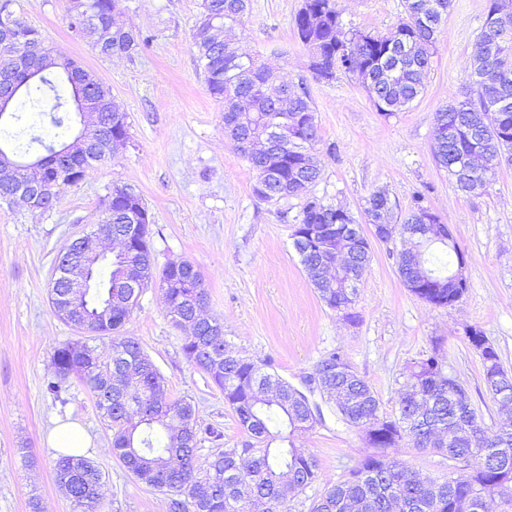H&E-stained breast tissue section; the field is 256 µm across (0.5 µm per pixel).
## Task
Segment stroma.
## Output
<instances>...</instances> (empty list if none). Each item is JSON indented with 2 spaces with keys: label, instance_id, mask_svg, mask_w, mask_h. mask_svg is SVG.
<instances>
[{
  "label": "stroma",
  "instance_id": "1",
  "mask_svg": "<svg viewBox=\"0 0 512 512\" xmlns=\"http://www.w3.org/2000/svg\"><path fill=\"white\" fill-rule=\"evenodd\" d=\"M489 3L451 0L423 96L387 115L355 76L313 77L308 51L294 33L303 0H250L227 38L230 48L254 56L281 81L305 83L319 126L313 154L320 178L305 195L266 203L254 194V171L225 139L221 107L197 65L192 33L202 0H116L122 20L146 42L112 59L98 57L70 29L67 0H14L16 14L49 45L111 88L128 115L129 140L111 161L89 169L82 183L61 187L52 210L0 204V512H30L34 494L45 512H74L54 480L58 453L46 442L57 419L79 422L91 436L87 455L104 480L101 512H166L165 495L139 483L113 456L111 432L89 387L73 377L61 395L45 389L55 349L82 337L53 311L55 261L96 221L116 184L133 186L149 210L156 266L194 263L209 293L207 315L223 322L227 340L242 355L269 362L298 387L321 358L340 350L370 383L381 413L393 417L408 363L435 353L468 384L482 421H498L481 358L465 331L480 328L512 370V165L501 166L486 192L472 196L457 190L433 158L435 116L463 97ZM335 8L344 27L385 34L402 16L403 0H335ZM378 190L396 201L402 216L423 195L452 229L467 258L468 280L453 306L429 305L403 286L396 256L405 243L399 239L373 242L358 285L356 322L318 298L291 237L306 197L344 205L360 219ZM124 331L159 368L168 394L190 399L201 426L221 432L220 440L203 438L200 455L242 441L223 392L185 358V333L171 323L157 288L143 293ZM321 410V423L298 438L316 455L319 479L290 502L289 512H309L326 483L370 452L329 405Z\"/></svg>",
  "mask_w": 512,
  "mask_h": 512
}]
</instances>
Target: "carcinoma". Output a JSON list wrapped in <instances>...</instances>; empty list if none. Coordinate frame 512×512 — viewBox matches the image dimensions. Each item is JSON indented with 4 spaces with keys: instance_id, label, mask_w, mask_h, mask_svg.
<instances>
[{
    "instance_id": "1",
    "label": "carcinoma",
    "mask_w": 512,
    "mask_h": 512,
    "mask_svg": "<svg viewBox=\"0 0 512 512\" xmlns=\"http://www.w3.org/2000/svg\"><path fill=\"white\" fill-rule=\"evenodd\" d=\"M499 0H492L482 32L497 38L498 52L512 53V13H499ZM450 0H405V15L395 29L405 35V47L393 49L387 40L358 29H344L333 0H304L295 16L297 35L310 56L324 59L310 63L317 80H330L340 68L358 77L375 107L389 114L398 112L424 93L423 76L436 51L438 21L436 6ZM248 0H202L203 12L224 27L240 21ZM69 27L87 40L102 58L129 55L139 46L140 34L119 22L115 0H68ZM44 43L41 33L21 19L13 41L0 45V65L20 56L35 44ZM193 45L200 72L210 95L224 107V135L247 159L252 169L262 160L249 153L244 143L258 139L277 112L268 90L271 71L250 56L224 52L208 28H195ZM58 66L42 78L15 72L19 90L14 103L0 111V123L15 117L22 98L40 103L55 93L50 123L69 125L70 114L96 112L100 127L92 133L96 150L89 156L57 155L55 145L42 137L30 138L43 153L37 169L27 173L32 182L51 186L62 172L77 174L110 159L111 136L128 137L127 114L113 108L109 87L85 72L86 86L74 85L66 71L70 58L57 54ZM289 89L279 102L288 107L284 125V148L269 155L266 180L273 202L295 196L320 176L311 163V149L319 139L316 111L306 88ZM439 167L448 169V156L463 157L472 170L471 179L455 182L466 195H480L495 177L501 163L512 162V68L505 70L498 58L477 51L468 75L464 99L436 112ZM416 197L402 225L417 218L438 221ZM395 203L382 191L371 194L364 209L369 224H386ZM101 219L112 224V241L119 250L87 258L91 264L90 287L77 280L51 284L50 300L58 318L84 325L85 339L66 342L52 358L54 375L47 389L58 395L67 389L73 375L95 392V404L112 431V454L141 483L167 495V512H288V504L319 478L318 461L296 436L321 420L318 406L278 375L254 360L237 354L224 337V324L215 318L201 319L207 292L195 288L199 271L193 263L168 264L156 271L150 248V216L141 196L129 185H114L106 197ZM293 233L307 238L308 250L295 249L300 264L318 297L332 310L355 319L352 309L357 288H346L350 278L358 282L371 259L372 244L358 220L346 207L307 199ZM452 251L464 258L456 244L423 236L416 249L403 251L397 260L401 282L423 302L448 307L465 290L451 279L452 271L434 268L432 247ZM346 253L340 275L321 268L322 259ZM160 288L167 313L178 326L190 328L182 351L194 366L224 392L245 434L240 445L205 458L199 454L200 433L213 440L221 433L199 427L195 405L167 394L165 378L137 339L123 335V327L148 288ZM110 336L112 355L104 359L90 344ZM481 341H470L480 354L487 392L508 418L493 427H472L477 418L468 388L448 383L438 357L431 355L410 363L395 418L380 413L371 385L357 372L350 379L336 376V368L350 366L340 351L328 353L318 367L328 371L322 398L336 403L342 420L357 428L373 452L348 474L325 485L310 512H487L486 500L499 501V512H512V393L501 401L489 387V377L505 374L493 345L481 330ZM415 450L456 462L440 479H430L389 455L404 438ZM481 463L473 468V459ZM54 479L78 512H100L102 472L84 455H59Z\"/></svg>"
}]
</instances>
